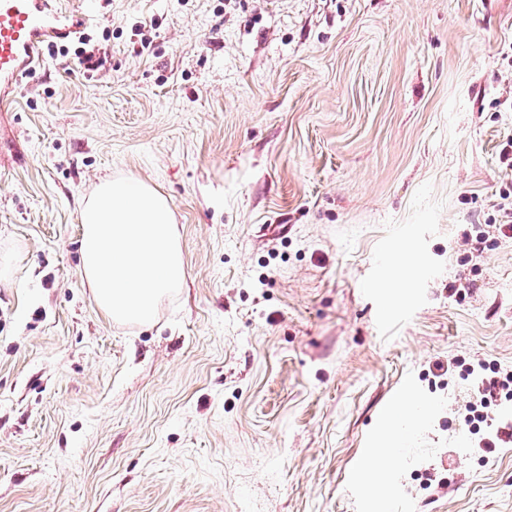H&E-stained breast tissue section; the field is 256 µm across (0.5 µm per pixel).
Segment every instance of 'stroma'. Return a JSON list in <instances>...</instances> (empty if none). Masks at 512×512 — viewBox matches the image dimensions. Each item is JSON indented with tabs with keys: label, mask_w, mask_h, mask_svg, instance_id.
I'll list each match as a JSON object with an SVG mask.
<instances>
[{
	"label": "stroma",
	"mask_w": 512,
	"mask_h": 512,
	"mask_svg": "<svg viewBox=\"0 0 512 512\" xmlns=\"http://www.w3.org/2000/svg\"><path fill=\"white\" fill-rule=\"evenodd\" d=\"M91 8L101 67L69 39L0 112V512H512V396L471 419L512 373V0ZM121 176L183 252L148 325L80 273Z\"/></svg>",
	"instance_id": "stroma-1"
}]
</instances>
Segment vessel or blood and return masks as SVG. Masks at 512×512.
I'll return each instance as SVG.
<instances>
[{
	"instance_id": "1",
	"label": "vessel or blood",
	"mask_w": 512,
	"mask_h": 512,
	"mask_svg": "<svg viewBox=\"0 0 512 512\" xmlns=\"http://www.w3.org/2000/svg\"><path fill=\"white\" fill-rule=\"evenodd\" d=\"M86 15L63 10L59 0H0V102L33 76L47 46L79 33Z\"/></svg>"
}]
</instances>
